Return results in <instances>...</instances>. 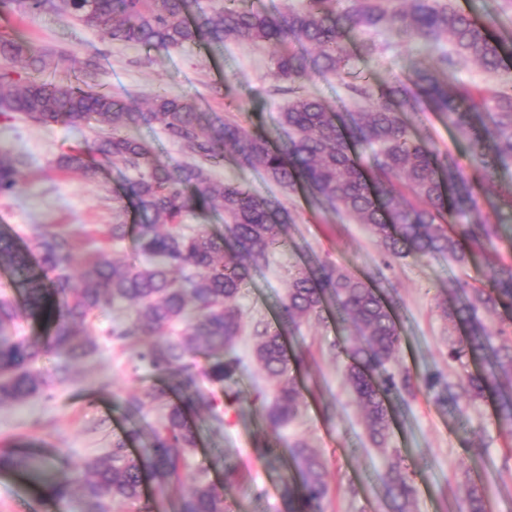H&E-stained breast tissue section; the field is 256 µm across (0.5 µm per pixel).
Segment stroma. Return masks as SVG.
Returning a JSON list of instances; mask_svg holds the SVG:
<instances>
[{"label":"stroma","instance_id":"stroma-1","mask_svg":"<svg viewBox=\"0 0 512 512\" xmlns=\"http://www.w3.org/2000/svg\"><path fill=\"white\" fill-rule=\"evenodd\" d=\"M452 2L512 51V8L504 7L503 0ZM1 30L16 31L36 46L54 50L57 65L52 76L58 80L74 79L73 58L99 55L103 90L123 94L138 105L161 88L173 96L195 98L207 115L248 129L261 125L271 130L289 101L275 76L273 50L266 45L229 42L221 47L156 51L112 42L101 30L51 12L0 14ZM371 40L376 47L372 55H363L357 43H349L344 70L337 75L311 74L304 93L340 108L349 102L347 84L384 86L416 69L437 67L434 57L400 43L391 28L380 29ZM410 122L417 137L451 150L463 171L471 172L468 142L446 117L425 112ZM89 135L85 125L0 118V147L29 158L19 191L0 197V232L22 236L35 225H64L84 250L101 248L117 258L131 255L132 240L115 246L107 238V227L115 221L111 197L124 182L123 172L114 168L90 182L50 168L58 154ZM212 172L218 180L242 183L278 198L294 222L288 228L287 245L275 252L268 268L253 275L239 300L246 327L237 344L243 362L235 375L236 401L225 398L222 386L204 378L199 381L212 394L217 409L192 416L198 446L187 460L188 480L222 484L224 460L233 458L241 478L226 494L228 512H282V477L293 466L289 445L301 438L326 463L330 494L324 512H388L383 488L386 459L369 441L363 412L344 384L349 362L345 347L350 342L345 323L331 311L324 322L285 329L286 344L305 358L296 372L304 399L296 420L278 431L265 420L264 401L274 384L252 358L251 328L259 320L276 323L290 271L319 261L361 276L380 271L393 290L399 313L401 342L389 371L403 367L415 375L439 371L454 381L476 373L478 367L448 359V338L454 330L441 312L444 291L456 282L488 284L490 265L412 256L387 260L366 225L336 216L308 194L281 187L229 156ZM480 206L498 226L494 251L512 263V166L488 171ZM127 316V311L112 309L97 314L89 325L95 343L91 354L69 362L52 353L45 355L37 367L47 388L25 402L0 405V450L27 453L37 469L33 475L0 471V512H82L78 498L60 502L45 496V489L75 466L108 451L129 430L140 432L130 444L131 451L144 453L163 411L148 408L131 413L125 408L128 393L157 382L151 367L133 362L131 351L108 334ZM64 364L70 379L60 383L54 373ZM393 406L391 445L399 449L414 475L412 512H457L456 490L467 480L489 487L491 512H512V434L498 426L491 397L477 400L465 422L451 407L437 405L432 393L421 387L402 394ZM473 443L485 446L483 459L471 458L468 448ZM262 446L274 447V455L260 456Z\"/></svg>","mask_w":512,"mask_h":512}]
</instances>
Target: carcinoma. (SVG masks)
Here are the masks:
<instances>
[{
    "mask_svg": "<svg viewBox=\"0 0 512 512\" xmlns=\"http://www.w3.org/2000/svg\"><path fill=\"white\" fill-rule=\"evenodd\" d=\"M22 14L56 11L88 28L107 32L112 41L170 52L189 44L218 45L228 41L268 44L275 49L278 78L292 94L277 123L288 135L283 148L273 146L262 129L249 131L224 120L203 132L201 110L192 97L155 94L143 108L123 96L100 90L88 77L101 70L95 57L74 59L85 78L59 83L42 77L50 54L16 32L0 34V59L25 62V76L0 74V115L22 114L41 124H89L95 137L85 148L58 155L52 168L78 173L88 181L112 166L135 173L125 181L124 195L112 201L121 218L129 199L135 224L108 225L114 243L134 234L141 264L86 255L73 235L61 228L36 225L30 246L0 234V265L9 269L24 289L23 306L0 296V405L24 401L47 384L34 369L44 354L54 352L78 359L93 350L82 337L91 318L115 307L133 315L112 327L120 341L136 345L133 357L168 376V383L130 393L126 405L134 411L148 406L165 409L142 456L127 452V440L114 442L104 455L84 464L88 475L67 474L51 485L63 501L79 493L84 512H109L112 503L142 512V487L148 477L160 490L180 482L181 471L197 434L187 411L214 407L210 394L196 387L192 357L210 358L202 375L229 387L240 358L237 341L243 331L237 300L253 274L266 268L274 251L284 245L290 211L276 198L249 187L224 183L211 174L213 165L233 154L240 165L260 172L281 186L301 187L339 216L370 228L391 258H448L463 263L474 256L491 260L488 245L495 228L483 215L479 197L484 173L492 163L512 164V82L474 92L460 85L448 93V83L427 70H416L385 89L368 84L347 86L353 102L365 107L343 119L325 102L300 94L313 73L338 74L347 64L345 39L385 26L406 42L437 55L442 73L454 70L462 58L476 60L488 72L503 64V50L485 28L455 8L451 0H350L342 11L334 0H304L302 7L283 13L246 6L244 0H223L205 10L199 0H0V9ZM448 39V49L440 48ZM438 112L466 136L473 175L464 174L456 157L440 151L410 132L409 112ZM161 126L167 137L195 157L182 164L162 159L139 132ZM27 165L22 153L0 149V196L18 188L17 174ZM195 210L224 217V232H186L183 216ZM84 267L85 286L71 269ZM449 291L464 295L444 315L465 335L448 344V359L465 364L488 359L486 369L456 383L433 372L420 384L437 403H449L463 416L467 408L491 392L501 426L512 430V329L492 331L478 312L512 306V264H501L488 285ZM354 332L346 348L350 364L345 383L362 408L372 444L387 459L384 495L390 512H411L415 485L390 447L392 416L388 400L414 389L406 369L392 374L386 364L395 359L400 343L395 306L383 289L329 262L289 274L288 295L280 322L297 327L324 321L326 299ZM26 316L51 327L46 337L10 333ZM501 345L493 347L492 336ZM253 358L274 383L265 416L278 430L293 421L303 395L290 374L303 357L288 350L278 329L257 322L253 327ZM296 475L284 479V512H323L329 493L326 467L306 442L289 445ZM28 456L0 453V470H20ZM238 478L237 465L224 458V485L198 480L179 500V512H226L224 491ZM458 512H489L485 489L475 483L459 487Z\"/></svg>",
    "mask_w": 512,
    "mask_h": 512,
    "instance_id": "1",
    "label": "carcinoma"
}]
</instances>
